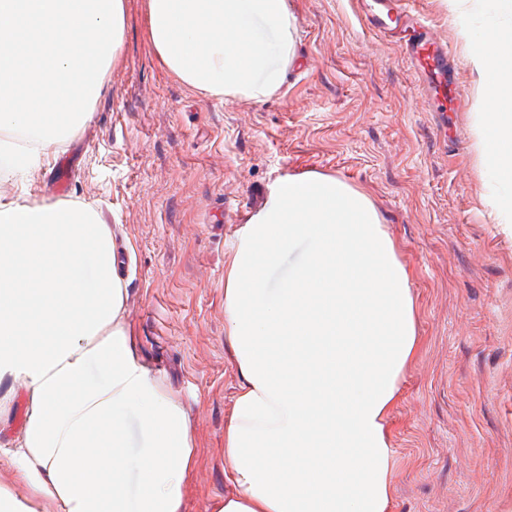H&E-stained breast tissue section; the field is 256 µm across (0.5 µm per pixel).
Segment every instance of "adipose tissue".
<instances>
[{"mask_svg":"<svg viewBox=\"0 0 512 512\" xmlns=\"http://www.w3.org/2000/svg\"><path fill=\"white\" fill-rule=\"evenodd\" d=\"M148 13L162 63L214 97L263 100L293 58L286 0H148ZM477 63L495 107L485 155L511 186L512 65L490 46ZM298 243L305 259L270 287ZM115 264L91 207L0 204V382L24 380L29 402L8 456L32 492L23 502L0 487V512H182L186 415L127 344ZM224 319L240 374L224 426L235 491L212 512H389L384 421L415 348V307L370 202L314 173L279 184L239 235Z\"/></svg>","mask_w":512,"mask_h":512,"instance_id":"adipose-tissue-1","label":"adipose tissue"}]
</instances>
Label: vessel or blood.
Segmentation results:
<instances>
[{"instance_id":"1","label":"vessel or blood","mask_w":512,"mask_h":512,"mask_svg":"<svg viewBox=\"0 0 512 512\" xmlns=\"http://www.w3.org/2000/svg\"><path fill=\"white\" fill-rule=\"evenodd\" d=\"M369 27L383 36H390L398 20L412 23L413 39L402 44L401 49L416 73L423 78V93L430 105L443 109L445 102L460 103L464 89L458 81L459 70L451 59L448 46L434 27L410 6V0H393L384 13L367 11Z\"/></svg>"}]
</instances>
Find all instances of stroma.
<instances>
[{"mask_svg":"<svg viewBox=\"0 0 512 512\" xmlns=\"http://www.w3.org/2000/svg\"><path fill=\"white\" fill-rule=\"evenodd\" d=\"M458 63L467 100L441 117L400 47L357 0H288L293 62L262 101L214 98L158 58L147 0H124L123 49L75 135L0 183L1 203H53L58 158L126 256L122 320L143 364L187 417L195 459L182 512L231 493L224 424L240 378L224 342V271L241 225L289 176L345 182L377 212L408 276L417 343L388 412L390 512H512V201L484 157L491 111L473 59L512 42V0H414ZM237 223H224V211ZM0 448L28 401L0 383Z\"/></svg>","mask_w":512,"mask_h":512,"instance_id":"35a3bbf8","label":"stroma"}]
</instances>
